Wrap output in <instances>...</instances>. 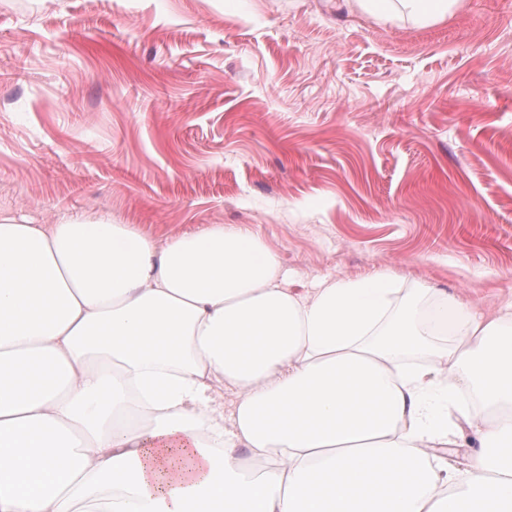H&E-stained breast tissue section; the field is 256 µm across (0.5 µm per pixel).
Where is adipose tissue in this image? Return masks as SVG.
<instances>
[{"mask_svg": "<svg viewBox=\"0 0 512 512\" xmlns=\"http://www.w3.org/2000/svg\"><path fill=\"white\" fill-rule=\"evenodd\" d=\"M445 18L461 0H346ZM297 295L253 234L0 215V512H512V303ZM231 405H223L224 393ZM473 462L451 468L450 422Z\"/></svg>", "mask_w": 512, "mask_h": 512, "instance_id": "1", "label": "adipose tissue"}]
</instances>
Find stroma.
<instances>
[{
	"mask_svg": "<svg viewBox=\"0 0 512 512\" xmlns=\"http://www.w3.org/2000/svg\"><path fill=\"white\" fill-rule=\"evenodd\" d=\"M246 227L286 286L512 302V0H0V211ZM351 10L374 18L390 20L408 17L416 23H429L445 18L462 5L461 0H344Z\"/></svg>",
	"mask_w": 512,
	"mask_h": 512,
	"instance_id": "stroma-1",
	"label": "stroma"
}]
</instances>
